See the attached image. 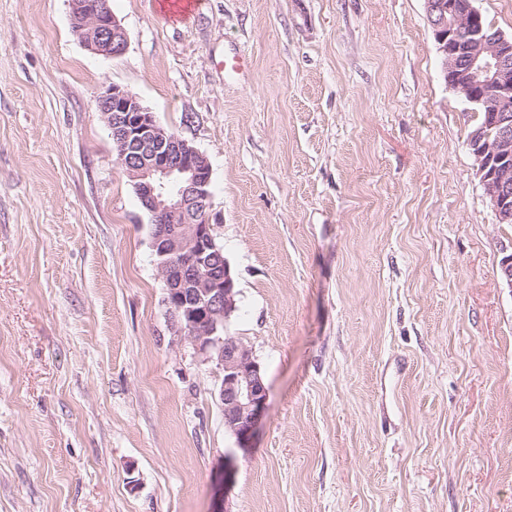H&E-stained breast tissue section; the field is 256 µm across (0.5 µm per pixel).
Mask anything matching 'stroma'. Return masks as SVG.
<instances>
[{"instance_id":"35a3bbf8","label":"stroma","mask_w":512,"mask_h":512,"mask_svg":"<svg viewBox=\"0 0 512 512\" xmlns=\"http://www.w3.org/2000/svg\"><path fill=\"white\" fill-rule=\"evenodd\" d=\"M110 5L118 57L0 0V512H512V224L425 0ZM112 85L211 166L250 448L171 326Z\"/></svg>"}]
</instances>
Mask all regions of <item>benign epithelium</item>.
I'll return each instance as SVG.
<instances>
[{
  "label": "benign epithelium",
  "instance_id": "obj_1",
  "mask_svg": "<svg viewBox=\"0 0 512 512\" xmlns=\"http://www.w3.org/2000/svg\"><path fill=\"white\" fill-rule=\"evenodd\" d=\"M441 54L443 76L465 102L484 106L486 120L469 136L470 153L498 223H512V37L488 35L473 0H425ZM75 36L90 50L120 56L127 35L100 0H69ZM112 128L118 161L142 207L156 217L151 245L166 290L172 328L221 372L218 391L224 425L238 447L248 448L267 400L251 349L220 326L235 310V282L215 243L210 220L211 168L203 154L161 127L139 98L117 86L95 96Z\"/></svg>",
  "mask_w": 512,
  "mask_h": 512
}]
</instances>
